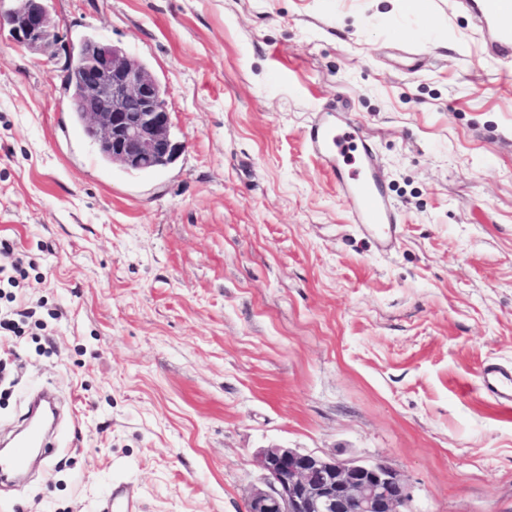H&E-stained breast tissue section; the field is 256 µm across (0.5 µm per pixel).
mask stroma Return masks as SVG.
<instances>
[{
  "instance_id": "obj_1",
  "label": "stroma",
  "mask_w": 512,
  "mask_h": 512,
  "mask_svg": "<svg viewBox=\"0 0 512 512\" xmlns=\"http://www.w3.org/2000/svg\"><path fill=\"white\" fill-rule=\"evenodd\" d=\"M46 0L56 36L0 30V429L35 387L59 452L0 512H245L271 445L403 472L413 512H512V77L461 0ZM98 36L167 92L183 148L104 164L64 71ZM342 112L377 153L400 236L380 251L308 149ZM480 386L490 400L502 406H512V367L487 362L480 374ZM102 512H136L139 505L130 499L125 486L112 487L101 504Z\"/></svg>"
}]
</instances>
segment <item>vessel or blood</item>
I'll return each mask as SVG.
<instances>
[{"label":"vessel or blood","instance_id":"vessel-or-blood-1","mask_svg":"<svg viewBox=\"0 0 512 512\" xmlns=\"http://www.w3.org/2000/svg\"><path fill=\"white\" fill-rule=\"evenodd\" d=\"M471 8L480 25L492 26L494 35L488 50L505 74H512V0H473ZM308 146L320 158L326 172L349 202L354 224L388 249L397 241L400 228L396 209L378 174L376 154L360 127L351 121L328 122L316 115L309 124ZM484 395L495 403L512 406V367L486 363L480 374ZM49 395L34 400L14 436L9 453L0 455V480L22 475L31 463L34 448L52 452L51 432L42 423L40 411L51 406ZM124 486L112 487L101 504V512H136Z\"/></svg>","mask_w":512,"mask_h":512}]
</instances>
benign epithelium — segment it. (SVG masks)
Instances as JSON below:
<instances>
[{"instance_id": "obj_1", "label": "benign epithelium", "mask_w": 512, "mask_h": 512, "mask_svg": "<svg viewBox=\"0 0 512 512\" xmlns=\"http://www.w3.org/2000/svg\"><path fill=\"white\" fill-rule=\"evenodd\" d=\"M38 50L53 36L44 0H15L0 11V29ZM84 68L76 103L85 125L112 162L156 170L182 149L171 128L163 86L143 64L97 37L81 44ZM266 488L255 489L246 512H413L403 474L387 464L340 460L272 445L257 453Z\"/></svg>"}]
</instances>
